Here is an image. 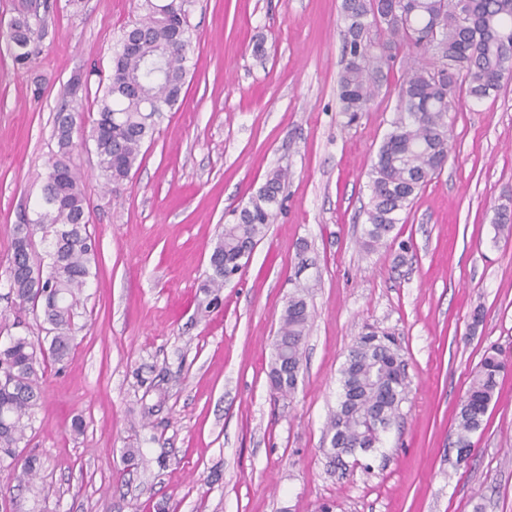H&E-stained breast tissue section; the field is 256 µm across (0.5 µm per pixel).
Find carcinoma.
Returning a JSON list of instances; mask_svg holds the SVG:
<instances>
[{
    "mask_svg": "<svg viewBox=\"0 0 512 512\" xmlns=\"http://www.w3.org/2000/svg\"><path fill=\"white\" fill-rule=\"evenodd\" d=\"M191 0H143V21L123 31L113 56L114 76L95 92L96 116L85 121L82 100L68 91L55 115L58 152L49 165L35 218L12 229L10 290L23 304L40 305L53 333L49 347L58 362L72 349L74 308L91 275L95 246L84 215L87 201L80 176L68 162L73 132L93 143L98 167L110 191L121 189L140 162L166 113L182 103L188 73V14ZM402 24L389 20L393 10ZM344 41L338 79L341 111L354 120L388 80L393 50L406 46L420 56L407 67L398 92L397 113L369 173L364 245L387 244L419 191L440 174L448 159V112L459 76L481 101L498 89L497 62L512 52V0H342ZM42 18L28 8L9 29L15 63L28 65L41 37ZM142 91L124 88L126 79ZM286 173L275 170L226 224L209 257L208 287H224L227 272L252 251L282 206ZM71 227L58 256L45 266L37 260L35 237L54 247L58 229ZM304 289L288 297L274 341L269 372L272 389L292 394L302 370V347L310 321ZM36 348L26 338L0 348V461H9L20 485L38 472L34 457L19 458L29 418L41 399ZM505 361L500 352L484 354L456 413L457 452L471 453L470 436L483 428ZM406 362L387 333L370 330L358 338L340 369L336 410L327 424L323 453L333 459L376 451L396 423L406 399Z\"/></svg>",
    "mask_w": 512,
    "mask_h": 512,
    "instance_id": "cac0c4a2",
    "label": "carcinoma"
}]
</instances>
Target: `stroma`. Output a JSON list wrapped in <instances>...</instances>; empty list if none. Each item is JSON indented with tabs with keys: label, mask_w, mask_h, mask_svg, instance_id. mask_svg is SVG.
Here are the masks:
<instances>
[{
	"label": "stroma",
	"mask_w": 512,
	"mask_h": 512,
	"mask_svg": "<svg viewBox=\"0 0 512 512\" xmlns=\"http://www.w3.org/2000/svg\"><path fill=\"white\" fill-rule=\"evenodd\" d=\"M22 2L0 0V347L24 337L45 349L42 313L6 285L11 230L41 198L70 78H87L93 109L123 28L144 12L140 0H45L37 55L21 68L7 30ZM340 6L194 0L184 100L130 181L107 192L92 147L72 150L97 270L70 355L40 363L42 397L18 448L39 459L40 478L20 488L0 466L7 512H512V235L495 225L498 208L512 210V81L479 103L457 90L447 163L394 243L365 249L369 172L408 51L349 121ZM275 170L288 175L282 209L209 307L212 248ZM299 285L311 320L284 397L270 387L273 341ZM368 326L395 334L408 395L382 449L332 466L321 448L339 370ZM492 348L507 368L461 463L455 414Z\"/></svg>",
	"instance_id": "1"
}]
</instances>
